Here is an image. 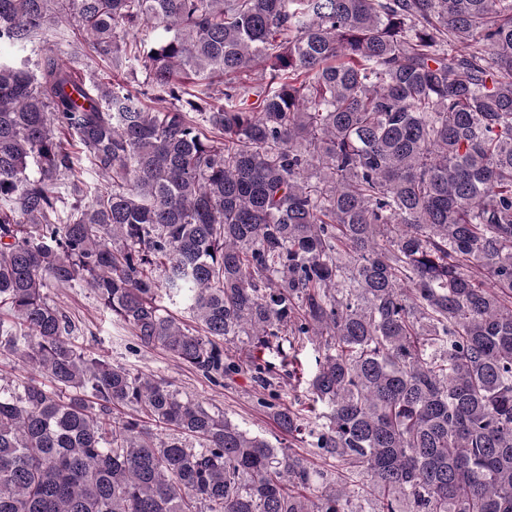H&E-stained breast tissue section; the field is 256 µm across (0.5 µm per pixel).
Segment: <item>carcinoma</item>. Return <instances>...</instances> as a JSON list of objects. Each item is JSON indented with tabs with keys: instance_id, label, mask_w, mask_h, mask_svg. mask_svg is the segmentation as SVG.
<instances>
[{
	"instance_id": "obj_1",
	"label": "carcinoma",
	"mask_w": 512,
	"mask_h": 512,
	"mask_svg": "<svg viewBox=\"0 0 512 512\" xmlns=\"http://www.w3.org/2000/svg\"><path fill=\"white\" fill-rule=\"evenodd\" d=\"M62 28L111 73L73 90ZM0 46V356L33 372L0 512H512V0H0ZM53 285L215 383L317 343L305 406L249 369L336 477L78 349Z\"/></svg>"
}]
</instances>
